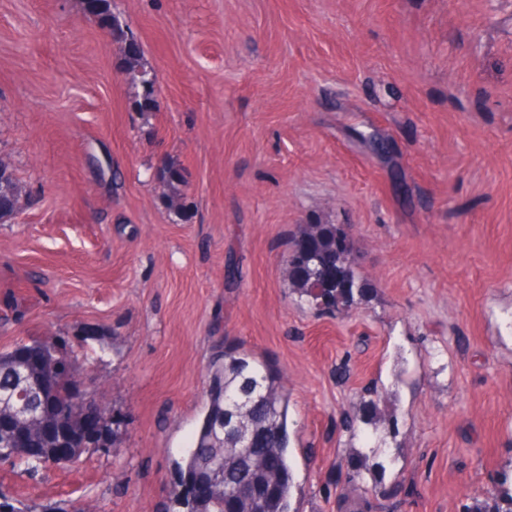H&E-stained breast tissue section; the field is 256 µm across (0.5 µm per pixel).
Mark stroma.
Returning a JSON list of instances; mask_svg holds the SVG:
<instances>
[{"mask_svg":"<svg viewBox=\"0 0 512 512\" xmlns=\"http://www.w3.org/2000/svg\"><path fill=\"white\" fill-rule=\"evenodd\" d=\"M110 3L152 111L83 0H0V156L29 194L0 223V351L66 341L121 419L111 452L0 482L28 512H160L229 343L283 375L300 512L348 493L373 385L395 512L488 496L512 473V0ZM303 224L345 230L367 299L289 288ZM84 6L87 13L97 19L103 30L118 37L124 43L122 52L126 71L131 76V80L140 83L144 89V93L132 101L133 106L140 112H148L152 108V92L156 77L142 66V51L139 44L133 36L125 35L117 17L110 9L109 0H84ZM155 180L167 189L162 200L166 208L181 220L188 218L180 186L184 182L183 169L174 162L163 164L155 173Z\"/></svg>","mask_w":512,"mask_h":512,"instance_id":"35a3bbf8","label":"stroma"}]
</instances>
